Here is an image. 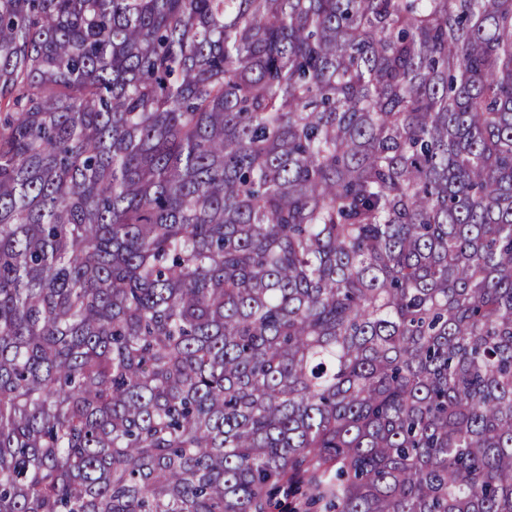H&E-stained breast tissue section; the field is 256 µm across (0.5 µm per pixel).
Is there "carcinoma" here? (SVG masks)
I'll list each match as a JSON object with an SVG mask.
<instances>
[{"mask_svg":"<svg viewBox=\"0 0 512 512\" xmlns=\"http://www.w3.org/2000/svg\"><path fill=\"white\" fill-rule=\"evenodd\" d=\"M0 512H512V0H0Z\"/></svg>","mask_w":512,"mask_h":512,"instance_id":"carcinoma-1","label":"carcinoma"}]
</instances>
